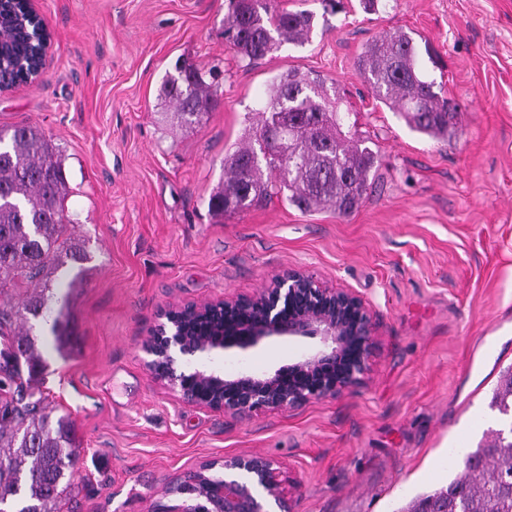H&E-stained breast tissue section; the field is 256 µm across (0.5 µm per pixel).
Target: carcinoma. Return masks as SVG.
Instances as JSON below:
<instances>
[{
  "instance_id": "1",
  "label": "carcinoma",
  "mask_w": 512,
  "mask_h": 512,
  "mask_svg": "<svg viewBox=\"0 0 512 512\" xmlns=\"http://www.w3.org/2000/svg\"><path fill=\"white\" fill-rule=\"evenodd\" d=\"M231 48L242 60L262 59L284 43L303 44L314 27L307 9L276 10L270 0H229ZM20 46L0 57V76L19 84L38 61L36 25L13 6ZM357 71L375 99L397 112L408 127L446 141L455 132L457 107L434 91L419 66L414 39L405 31L384 32L369 41ZM213 70L177 60L163 76L159 99L174 106L181 124L211 111L217 89L206 81ZM349 112L338 111L325 81L290 70L268 84L261 108L245 115L241 143L224 156V181L209 198L216 215L232 216L282 195L305 212H355L368 195L377 153ZM287 132L285 143L268 146L269 135ZM68 182L59 146L33 125L0 128V291L22 282L31 288L18 309L0 307V512H60L79 455L76 429L52 416L35 396L44 360L33 327L17 321L51 312V297L37 282L65 260L87 259L84 245L68 234L72 220L64 201ZM490 406L500 428L487 430L477 447L456 448L463 470L445 487L418 495L396 512H512V365L500 372Z\"/></svg>"
}]
</instances>
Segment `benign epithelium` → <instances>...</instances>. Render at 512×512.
I'll use <instances>...</instances> for the list:
<instances>
[{"mask_svg":"<svg viewBox=\"0 0 512 512\" xmlns=\"http://www.w3.org/2000/svg\"><path fill=\"white\" fill-rule=\"evenodd\" d=\"M14 23L0 15V53L13 47ZM142 344L145 366L182 399L235 417L263 409L291 410L334 399L366 383L377 344L376 323L351 292L328 288L288 270L251 298H224L173 307ZM285 337L319 339L320 346L274 371L244 367L224 373L217 359L246 354ZM221 465L223 475L211 474ZM180 495L153 512H288V491L278 462L260 455L228 454L209 461L165 490Z\"/></svg>","mask_w":512,"mask_h":512,"instance_id":"obj_1","label":"benign epithelium"}]
</instances>
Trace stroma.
I'll return each instance as SVG.
<instances>
[{"instance_id":"obj_1","label":"stroma","mask_w":512,"mask_h":512,"mask_svg":"<svg viewBox=\"0 0 512 512\" xmlns=\"http://www.w3.org/2000/svg\"><path fill=\"white\" fill-rule=\"evenodd\" d=\"M272 0L306 7L302 45L238 60L228 0H32L52 34L41 77L0 92V128L31 124L65 156L70 233L89 261L48 277L68 319L59 353L40 337L38 387L80 444L61 512H151L203 462L261 454L288 476L289 512H395L447 484L455 448L496 425L512 364V0ZM410 33L426 80L455 102L438 142L374 100L355 62L389 30ZM180 58L224 73L201 121H173L160 80ZM320 75L379 155L374 189L346 217L275 197L227 217L208 208L224 154L268 82ZM289 269L354 293L378 336L367 383L338 398L237 418L151 377L141 345L172 306L249 297ZM316 345L287 338L220 359L273 370Z\"/></svg>"}]
</instances>
